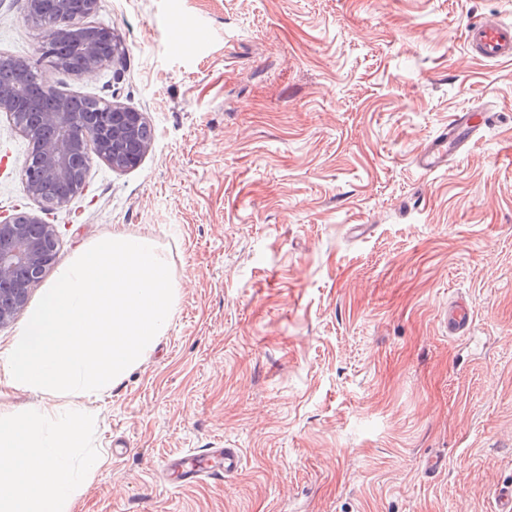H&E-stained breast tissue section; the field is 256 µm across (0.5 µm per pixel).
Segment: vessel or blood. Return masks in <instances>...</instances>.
Segmentation results:
<instances>
[{
	"instance_id": "obj_1",
	"label": "vessel or blood",
	"mask_w": 512,
	"mask_h": 512,
	"mask_svg": "<svg viewBox=\"0 0 512 512\" xmlns=\"http://www.w3.org/2000/svg\"><path fill=\"white\" fill-rule=\"evenodd\" d=\"M464 45L473 58L494 63L511 62L512 24L495 16L469 23L464 29ZM492 119V113L480 107L455 114L448 126L418 149L415 165L427 173L448 168L451 162L468 153L481 139L484 127ZM472 322V310L465 301H449L444 318L449 335H466ZM211 456L218 459V466L186 470L181 476L182 481L193 483L218 474L229 475L237 471L241 463V454L236 448H216Z\"/></svg>"
}]
</instances>
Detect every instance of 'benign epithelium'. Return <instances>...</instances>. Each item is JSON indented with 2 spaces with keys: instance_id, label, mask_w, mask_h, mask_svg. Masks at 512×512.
<instances>
[{
  "instance_id": "7a95c632",
  "label": "benign epithelium",
  "mask_w": 512,
  "mask_h": 512,
  "mask_svg": "<svg viewBox=\"0 0 512 512\" xmlns=\"http://www.w3.org/2000/svg\"><path fill=\"white\" fill-rule=\"evenodd\" d=\"M98 0H24L23 18L40 35L42 57H54L51 43L89 27ZM112 53L102 52L91 40L81 42L83 59L78 75L90 79L118 56L119 43L106 28ZM40 93L55 101L56 108L37 121L27 120L16 105L0 98V112L28 139L30 152L23 169L26 194L45 211L68 205L87 187L92 157L114 170H126L150 149L153 133L142 113L117 100H98L87 112L70 110L69 94L40 82ZM55 225L30 212H18L0 220V325L24 311L31 291L52 267L59 243Z\"/></svg>"
}]
</instances>
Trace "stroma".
I'll return each mask as SVG.
<instances>
[{
    "label": "stroma",
    "instance_id": "35a3bbf8",
    "mask_svg": "<svg viewBox=\"0 0 512 512\" xmlns=\"http://www.w3.org/2000/svg\"><path fill=\"white\" fill-rule=\"evenodd\" d=\"M512 0H99L121 42L88 80L40 58L21 0L0 52L61 91L118 98L154 142L93 159L45 214L56 266L121 231L165 250L167 332L92 401L108 463L72 512H496L512 487V64L464 26ZM496 112L452 170L421 144ZM0 115V214L39 212ZM465 298L466 336L443 325ZM237 448L182 485L166 457ZM192 459L215 458L219 460L217 467L210 468H192L182 473L181 479L186 483H193L202 480L203 478H210L214 475H230L237 471L241 463V454L237 448H213V450L206 455H190L182 457L167 458L165 461V469L169 471L178 462Z\"/></svg>",
    "mask_w": 512,
    "mask_h": 512
}]
</instances>
